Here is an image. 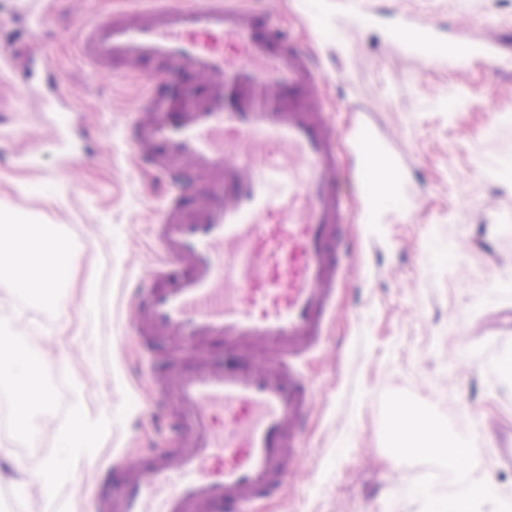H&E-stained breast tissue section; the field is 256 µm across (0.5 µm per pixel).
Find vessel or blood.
I'll list each match as a JSON object with an SVG mask.
<instances>
[{"label":"vessel or blood","mask_w":512,"mask_h":512,"mask_svg":"<svg viewBox=\"0 0 512 512\" xmlns=\"http://www.w3.org/2000/svg\"><path fill=\"white\" fill-rule=\"evenodd\" d=\"M79 30L97 73L158 64L125 141L168 187L151 225L159 260L128 294L132 333L115 339L180 346L153 375L176 446L118 456L89 479L111 480L112 512H260L298 476L314 408L304 364L322 348L341 283L362 267L349 230L410 222L422 201L414 170L370 107L335 123L313 55L249 0H112L110 14ZM394 34L452 70L502 63L496 44L442 42L424 23L400 21ZM177 69L204 92L162 94ZM4 84L35 109L58 152L56 176L69 175L93 123L49 54L0 52ZM188 187L199 200L189 213ZM216 344L220 362L209 354Z\"/></svg>","instance_id":"1"}]
</instances>
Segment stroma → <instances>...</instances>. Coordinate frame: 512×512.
<instances>
[{"mask_svg": "<svg viewBox=\"0 0 512 512\" xmlns=\"http://www.w3.org/2000/svg\"><path fill=\"white\" fill-rule=\"evenodd\" d=\"M299 4L260 2L315 56L326 74L323 95L372 106L375 122L399 137L426 195L413 223L354 226L367 276L341 288L328 339L305 365L315 411L301 476L287 503L266 501L262 512H420L433 490L452 496L446 464L396 448L397 407L473 437L480 475L512 499V467L499 465L493 445L497 433L512 432V380L500 373L512 360V67L492 73L475 61L455 72L405 53L390 37L410 16L440 40L492 39L512 52V0H361L366 25L342 21L344 0H314L306 16ZM110 7L84 0L76 12L69 0H0V45H49L71 93L94 113L103 144L102 157L80 159L65 180L0 174V206L58 225L74 253L59 282L64 314L18 318L22 300L0 289V361L13 363L20 332L40 331L68 370L63 385L49 388L41 429L47 459L65 474L56 496L71 512H95L101 492L84 475L111 465L113 449L162 452L175 444L142 416V399L155 389L146 352L112 342L129 281L157 260L148 226L166 188L136 168L120 133L145 92L141 77L98 74L78 51L80 17ZM0 126L14 130L0 149H23L36 136L27 102L7 88ZM462 328L469 338L459 342ZM77 404L89 440L78 463L63 439ZM463 404L476 407L475 419L461 416ZM397 468L399 485L391 480Z\"/></svg>", "mask_w": 512, "mask_h": 512, "instance_id": "obj_1", "label": "stroma"}]
</instances>
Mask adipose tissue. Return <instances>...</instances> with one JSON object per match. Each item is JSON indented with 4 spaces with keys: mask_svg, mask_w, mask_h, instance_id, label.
Masks as SVG:
<instances>
[{
    "mask_svg": "<svg viewBox=\"0 0 512 512\" xmlns=\"http://www.w3.org/2000/svg\"><path fill=\"white\" fill-rule=\"evenodd\" d=\"M72 261L67 242L56 225H23L19 216L0 209V282L18 296L37 295L43 306L59 308L56 286ZM0 384L10 387L13 401V430L25 447L39 445V422L47 408V393L32 378H21L12 368L0 364ZM398 448L447 458L458 451L462 465L455 472L456 490L450 500L451 512H512V505L478 476V451L472 446L456 448L447 431L419 417L412 427L396 431Z\"/></svg>",
    "mask_w": 512,
    "mask_h": 512,
    "instance_id": "ef3b65f1",
    "label": "adipose tissue"
}]
</instances>
